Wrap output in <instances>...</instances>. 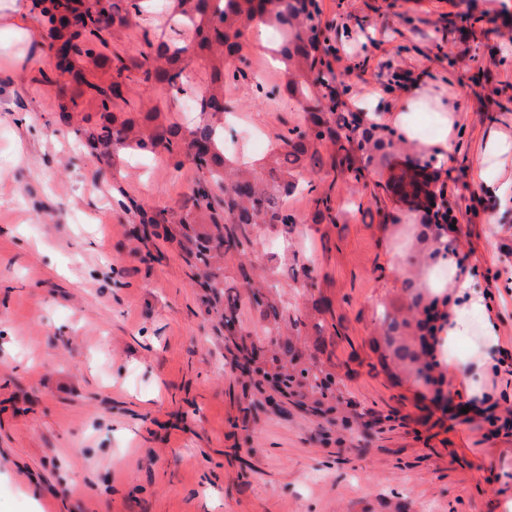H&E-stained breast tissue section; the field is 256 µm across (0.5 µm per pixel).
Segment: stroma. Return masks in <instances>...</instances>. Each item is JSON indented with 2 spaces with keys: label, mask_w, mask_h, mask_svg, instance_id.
<instances>
[{
  "label": "stroma",
  "mask_w": 512,
  "mask_h": 512,
  "mask_svg": "<svg viewBox=\"0 0 512 512\" xmlns=\"http://www.w3.org/2000/svg\"><path fill=\"white\" fill-rule=\"evenodd\" d=\"M166 0L131 18L110 43L124 56L166 32ZM332 69L344 78V111L381 93L453 90L461 130L450 166L433 151L417 160L438 183L458 224L454 259L488 290L502 319L498 351L512 355V209L478 195L496 177L481 163L489 127L512 135V10L498 0H317ZM468 21H461V13ZM23 75L0 98V512H500L498 473L512 438H486L481 419L439 425L433 388L394 362L378 321L426 295L425 270L397 275L393 255L425 254L424 209L390 195L391 152L360 149L352 164L316 174L332 217L308 195L289 240L256 225L246 254L224 263V285L246 291L254 273L278 281L283 301L325 300L337 329L327 351L344 394L372 422L370 436L274 397L242 376L244 353L227 339L220 307L207 301L185 260L179 224L198 172L163 150L96 156L76 129L130 120L167 125L184 117L169 92L126 81L125 104L103 111L75 97L51 45L0 33V68ZM238 118L225 142L262 130L270 149L297 125V103L227 84ZM25 114L38 133L24 139ZM136 211H129L127 203ZM167 212L169 232L138 240V210ZM308 267L312 286L293 279ZM277 407H268L269 398Z\"/></svg>",
  "instance_id": "obj_1"
}]
</instances>
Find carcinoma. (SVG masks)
<instances>
[{
    "instance_id": "obj_1",
    "label": "carcinoma",
    "mask_w": 512,
    "mask_h": 512,
    "mask_svg": "<svg viewBox=\"0 0 512 512\" xmlns=\"http://www.w3.org/2000/svg\"><path fill=\"white\" fill-rule=\"evenodd\" d=\"M123 2L125 5L114 3L108 10L88 0H50L46 12L54 23L53 38L66 47V52L56 57L57 67L70 71L72 57L91 54L95 47H109L106 17L112 18V25L121 27L128 21L129 13L140 15L148 9V0ZM317 15L316 0H176L167 23L168 38L149 43L150 51L134 58L112 52V81L101 85L83 74L76 75V81L100 101L105 111L124 99L123 86L131 70L140 73L145 84L167 86L175 102L183 92L186 56L212 49L222 53L219 65L213 67L210 85L198 95L199 113L193 123L155 126L136 137L131 136L130 122L83 128L78 134L92 146L105 150L160 147L175 161L184 154L191 158L200 174L193 189V207L208 215L210 230L192 242L187 254L194 260V266L203 270L204 286L224 300V328L233 336L238 332V299L226 296L220 289L216 264L229 255L245 252L253 244L252 227L256 224H280L293 231L300 218L286 206L291 195L306 192L312 196L317 214H331L330 196L319 193L304 171L313 173L325 166L318 145L329 141L336 151H344L348 132L358 126L354 112L335 121L329 118L339 104L336 74L319 55L320 30L314 23ZM256 22L277 33V59L295 75L282 90L260 87L258 92L267 97L284 91L297 99L303 112V122L288 129V135L282 137L286 152L269 169V177L277 187L276 196L248 165L233 166L224 155V118L231 108L224 85L231 79L246 77V70L236 61L240 60L243 30ZM215 187L224 190V196L213 194ZM394 190H406L414 199L434 196L431 182L414 174L406 182L399 181ZM272 289L271 285L252 287L250 301L269 324L264 339L273 345V354L265 366L254 368L248 362L241 366L242 371L272 381L275 389L297 398L302 407L336 412L343 404L342 379L330 363L318 357L325 348V324L320 315L326 312V305L313 302L315 315L310 316L297 305H280L270 299L268 291ZM393 358L414 367L423 380L431 373L432 363L421 358L411 344L403 342L396 346Z\"/></svg>"
}]
</instances>
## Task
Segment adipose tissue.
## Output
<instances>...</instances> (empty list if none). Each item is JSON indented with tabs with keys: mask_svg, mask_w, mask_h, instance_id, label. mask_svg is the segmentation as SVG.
Segmentation results:
<instances>
[{
	"mask_svg": "<svg viewBox=\"0 0 512 512\" xmlns=\"http://www.w3.org/2000/svg\"><path fill=\"white\" fill-rule=\"evenodd\" d=\"M36 11L33 0H0V31L9 30L26 42H38L39 34L30 24V17ZM362 111V121L367 128L381 125L397 127L403 135V143L410 154L426 152L429 145H436L438 163H446L447 150L456 137L461 125L456 98L453 95L435 96L434 107L441 116V130L435 142L424 141L419 135L417 114L414 112V98L395 103L389 108L379 106V99L369 96L357 100ZM429 286L436 296H449L448 323L441 336L442 351L448 356V363L459 373L453 383L455 396L472 399L485 404L507 407L512 402V374L494 372L497 359V340L500 317L493 309L490 296L477 288L473 279L462 277L453 283L430 279ZM468 341L469 348L463 354H455L460 341ZM496 374L497 384L486 387L489 374Z\"/></svg>",
	"mask_w": 512,
	"mask_h": 512,
	"instance_id": "adipose-tissue-1",
	"label": "adipose tissue"
}]
</instances>
